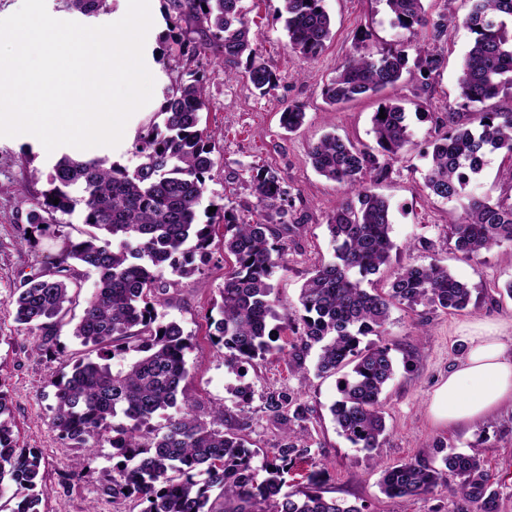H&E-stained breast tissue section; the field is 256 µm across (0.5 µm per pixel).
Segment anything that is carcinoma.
<instances>
[{
    "label": "carcinoma",
    "instance_id": "carcinoma-1",
    "mask_svg": "<svg viewBox=\"0 0 512 512\" xmlns=\"http://www.w3.org/2000/svg\"><path fill=\"white\" fill-rule=\"evenodd\" d=\"M173 41L191 57L217 51L224 57L227 79L243 76L264 95L276 76L253 47L241 0H164ZM288 47L314 59L332 37L324 0H283ZM394 28L425 30L427 40L414 47L397 41L377 47L361 39L353 54L325 87L330 106L373 96L395 85L407 69L409 50L423 81L440 71L444 59L437 44L456 17H428L423 0H385ZM463 25L473 34L460 62V98L472 107L458 112L449 105L436 117L448 133L432 144L425 187L449 202H464L460 222L450 225L455 250L468 260L512 242V203L494 197V188L475 192L486 156L499 153L511 165L512 107L486 109L484 104L512 95V0H468ZM66 9L93 16L108 0H65ZM185 23L186 27L179 26ZM199 37L194 38L192 34ZM206 76L188 70L166 96L158 115L162 123L141 129L134 142L142 162L130 170L105 157L83 159L69 153L56 157L48 188L33 198L28 212L31 232L62 239L59 256L23 281L10 305L15 320L40 337L34 350L57 353V336L83 288L76 267L98 274L94 293L85 299L83 314L71 335L88 348L85 357L63 361L54 381L51 428L73 448L90 451L106 444L116 450L106 493L114 499L138 497L144 512H364L343 499L324 495L323 470H313L306 486L286 489V475L308 449L294 442L293 430L283 436L272 457L255 465L257 451L243 436L249 428L245 408L251 389H231L239 414L224 427V406L211 411L208 422L194 413L182 395L187 378L185 352L189 335L175 321L159 319L157 308L168 292L164 275L189 279L200 272L212 244V230L224 222V251L235 262L224 275L219 318L212 321L214 346L238 363H250L283 352L276 344L280 331V300L271 277L283 260L282 243L296 240L302 228L294 217V198L284 179L270 168L252 177L256 218L240 220L233 206L220 205L202 223L198 207L206 178L215 166L212 135L200 127L205 107ZM372 116L377 147H359L327 134L310 146L314 169L336 183L344 197L328 218L335 245L334 260L316 266L299 296L302 311L294 334L300 350L319 348L316 369L338 379L339 398L330 412L336 431L353 447L372 451L386 430L381 399L394 374L391 348L384 342L361 346L362 338L387 335L391 308L404 305L456 312L472 303V289L436 262L406 264L386 292L364 288L392 251L391 207L367 186L369 179L389 173L412 144L404 107L395 101L379 104ZM306 112L291 105L281 114L282 128L299 129ZM59 200L53 204V200ZM83 205V223L94 228L73 241L62 230L63 217ZM169 408L163 429L150 421ZM265 412L281 425L301 424L307 408L292 393L271 394ZM13 417L6 393L0 390V489L13 490L12 512H40L49 495L41 453L20 447L13 436ZM440 464L408 461L383 471L379 485L389 498L410 500L460 480L455 512H499L494 476L484 467L477 448L457 452L435 444ZM217 497H212L213 492Z\"/></svg>",
    "mask_w": 512,
    "mask_h": 512
}]
</instances>
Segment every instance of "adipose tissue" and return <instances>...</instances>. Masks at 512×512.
Instances as JSON below:
<instances>
[{
    "label": "adipose tissue",
    "mask_w": 512,
    "mask_h": 512,
    "mask_svg": "<svg viewBox=\"0 0 512 512\" xmlns=\"http://www.w3.org/2000/svg\"><path fill=\"white\" fill-rule=\"evenodd\" d=\"M469 351L430 402L433 417L448 425L473 424L512 403V350L492 325H479Z\"/></svg>",
    "instance_id": "1"
}]
</instances>
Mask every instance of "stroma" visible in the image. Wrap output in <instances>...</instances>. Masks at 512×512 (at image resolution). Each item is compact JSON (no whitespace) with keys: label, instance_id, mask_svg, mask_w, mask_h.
<instances>
[{"label":"stroma","instance_id":"obj_1","mask_svg":"<svg viewBox=\"0 0 512 512\" xmlns=\"http://www.w3.org/2000/svg\"><path fill=\"white\" fill-rule=\"evenodd\" d=\"M423 4L429 14L449 10L459 20L458 25L449 27L442 46L443 68L425 86L412 70L381 96L335 107L324 101L325 86L352 55L361 33H369L371 43L378 46L424 41L422 31L391 27L385 0H324L333 37L312 60L289 50L280 16L282 0H242L254 42L278 77L267 94H259L246 79H225L216 56L202 61L209 81L200 118L202 127L214 135L216 164L199 210L204 213L211 206L226 204L236 207L240 219L252 220L251 169L264 166L279 173L296 198L297 215L304 224L295 245L288 249L286 268L276 269L271 280L275 293L292 312L299 309L300 289L314 266L333 255L327 219L342 196L336 183L313 169L308 158L310 146L329 132L360 146H374L371 117L380 101H397L407 112L413 144L375 186L390 203L391 236L401 251L373 276L372 285L387 290L401 266L436 261L472 288L475 304L451 313L422 306L413 310L392 307L386 341L394 375L382 394L387 430L380 448L361 451L337 433L330 407L337 397L338 377L316 374L317 352L313 349L302 355L303 374L294 373L287 349L297 344L298 338L291 329L281 332L279 343L284 353L250 365L230 362L212 345L209 323L218 315L224 273L231 263L224 254L222 236H215L201 274L171 288L158 312L191 336L186 353L188 377L182 387L197 401L196 414L201 420H208L211 408L220 404L236 412L230 389L249 385L251 427L246 439L249 448L266 454L283 436L282 426L264 410L266 397L288 390L307 406L308 420L297 444L308 447L310 455L288 473L289 486L306 484L308 473L317 466L326 471L328 495L365 505L369 512H454L459 501L457 478H449L428 495L408 502L383 495L379 478L383 469L401 462L432 460L434 441H443L459 452L475 444L495 478L500 512H512V407L477 425L455 428L437 423L429 412L434 390L465 358L473 325H499L512 348V298L503 292L505 284L512 281V244L502 243L476 261L463 259L448 238L449 225L463 215L462 206L431 195L424 185L426 154L435 138L432 117L458 100L457 72L472 35L460 23L468 11L466 0H423ZM163 5V0H150L153 26L144 50L145 63L155 79L153 97L130 117L128 131L117 147L100 146L93 151L94 156L131 169L140 162L134 152L139 129L156 118L165 95L190 66L167 37ZM294 104L303 106L306 120L299 130L289 133L281 128L280 115ZM53 161V155L47 154L34 136L0 137V390L9 397L19 445L38 449L43 456L44 478L51 492L43 499L41 512H87L91 506L98 512H143L145 505L139 500L115 501L104 492L114 464L111 447L94 449L85 459L79 449L61 445L50 427L52 382L59 361L34 352L35 336L16 323L9 305L23 279L42 269L62 246L61 240L48 238L33 245L20 242L29 228L30 201L46 189Z\"/></svg>","mask_w":512,"mask_h":512}]
</instances>
